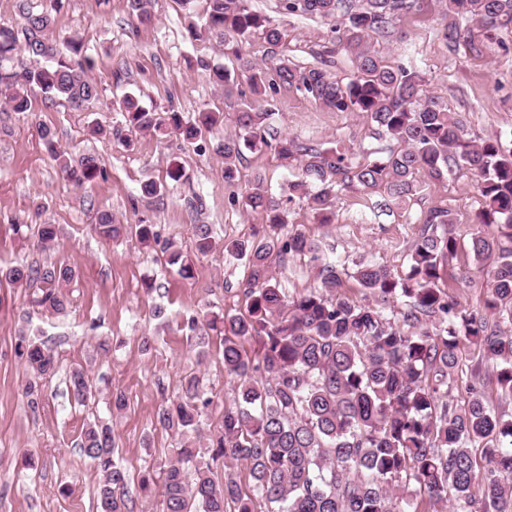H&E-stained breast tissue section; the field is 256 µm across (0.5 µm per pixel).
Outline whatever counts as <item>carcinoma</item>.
<instances>
[{"label":"carcinoma","instance_id":"1","mask_svg":"<svg viewBox=\"0 0 512 512\" xmlns=\"http://www.w3.org/2000/svg\"><path fill=\"white\" fill-rule=\"evenodd\" d=\"M205 22L189 21L190 36L199 40L216 33L243 42L261 31L270 65L252 67L250 90L259 99L280 88L294 87L325 108L360 112L373 130L397 147L364 162L353 163L337 148L323 150L283 138L265 137L271 113L251 103L238 112V132L215 144L224 157V182L239 180L243 150L272 146L285 160L299 161L288 183L287 202L307 198L320 224L334 223V200L347 189L367 196L381 194L394 206L415 195L420 184L437 186L460 172L475 178L482 201L469 253L474 269L487 278L483 309L469 310L443 281L444 260L458 250L451 210L436 207L416 229L408 271L361 261L356 268L331 261L305 235L288 230V212L262 176L245 185L243 206L265 217L262 230L246 240H232L224 251L245 262L244 314H215L206 326L219 332L224 372L236 383L238 401L224 408L221 431L209 439L212 461H224V479L212 477L196 448L201 408L211 398L196 376L186 379L178 400L163 407L157 421L182 437L179 455L160 472L163 512H418V499L431 506L453 495L458 512H512V417L490 408L472 389L459 406L449 394L459 368V338L477 350L474 370L492 365L498 384L512 393V149L498 137L473 140L463 123L440 98L431 95L421 71L392 67L367 46L371 33H388L393 21L419 8V0H282L290 13L321 18L341 17L339 44L354 56L347 80L333 79L323 68H295L277 62L284 34L248 0H206ZM150 0H129L140 25L154 22ZM63 0L21 4L22 23L0 25V95L14 112H28L30 92L75 110L100 99L90 76L95 61L80 37L58 41L55 16ZM451 21L442 37L450 46L467 43L475 21L485 28L512 27V0H445ZM27 63L11 66L17 53ZM214 83L229 87L235 76L218 64ZM131 132L175 135L198 153L206 135L223 124L224 114L202 110L187 120L169 112L161 120L125 94L120 100ZM51 159L65 180L76 186L106 177L93 154L73 155L58 147L55 131L39 128ZM104 240L133 236L144 245L160 246L167 263L185 279L192 264L179 245L161 239L156 225L139 221L118 224L100 212L93 225ZM194 247L205 255L215 247L212 228L197 224ZM308 258L317 284L288 296L274 275L273 263L287 256ZM75 277L63 264L0 267V283L35 287V303L54 314L66 313L65 288ZM353 279L366 302L343 291ZM399 303L401 320L387 313ZM412 327L407 332L404 327ZM255 342L256 355L245 347ZM17 355L31 371L25 387L30 408L39 405L40 381L56 373L52 349L21 337ZM74 397L91 398L86 371L75 367L68 378ZM80 448L99 473L96 488L100 512H131L125 494L128 475L115 460L112 428L90 425ZM486 465L478 467L474 449ZM249 474L242 487L237 470Z\"/></svg>","mask_w":512,"mask_h":512}]
</instances>
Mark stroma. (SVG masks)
Instances as JSON below:
<instances>
[{"instance_id":"1","label":"stroma","mask_w":512,"mask_h":512,"mask_svg":"<svg viewBox=\"0 0 512 512\" xmlns=\"http://www.w3.org/2000/svg\"><path fill=\"white\" fill-rule=\"evenodd\" d=\"M251 6L285 32L280 56L288 65H325L337 78L351 76L350 54L335 49L339 32L334 20L287 14L278 0H251ZM151 10L154 23L142 26L133 20L128 0H64L54 35L60 40L83 37L95 60L99 102L77 112L38 93L31 111L0 106V265L57 262L76 273L70 306L60 316L33 309L32 288L0 287V512H98L99 474L80 449L83 429L98 421L114 432L115 459L129 475L133 512H162L160 491L148 495L139 484L147 469L163 468L177 455V437L159 425V409L181 395L186 378L198 377L212 397L201 416L205 440L220 431L224 409L236 397L224 373L219 336L202 326L189 329L188 319L208 311H243L239 285L245 266L230 258L222 244L251 237L264 217L230 200L241 197L245 182L257 175L265 177L275 195L287 196L296 163L270 148L246 151L240 181L229 186L224 160L214 150L184 152L176 139L163 142L149 132L137 135L130 151L113 138L84 136V129L96 122L124 129L117 101L128 92L161 115L176 110L189 116L204 108L223 113V135L235 133L248 88L241 69L265 61L261 33L240 44L234 57L225 54L217 38L188 36L187 20L203 19L205 0L186 5L152 0ZM444 23L442 0H422L420 10L395 20L388 36L372 34L368 42L388 64L412 65L425 73L428 91L461 115L468 137L497 136L512 148V29L490 31L474 23L473 45L451 47L438 34ZM327 46L335 50L329 58L323 53ZM217 63L238 69V93L225 95L212 83L207 67ZM264 107L272 113L266 129L270 140L335 146L356 162L394 146L393 140L373 134L364 114L325 109L293 89L278 91ZM43 125L54 129L61 148L97 155L107 180L80 188L65 181L39 137ZM173 162L185 167V178L161 196L141 197V183L165 181ZM436 206L450 209L457 219L460 247L444 265L446 275L457 277L472 264L469 243L480 208L466 174L421 188L405 208L387 214L373 210L369 197L344 191L336 199V222L329 226L315 223L306 202L297 199L288 206V228L332 249L346 265L365 259L402 273L415 225ZM100 211L112 213L120 224L143 218L158 225L163 237L191 256L193 278H182L176 267L134 239L99 238L92 220ZM44 222L56 225L59 234L55 245L43 251L33 244L32 228ZM197 224L211 225L220 243L199 257L192 248ZM23 331L45 341L58 360L35 410L24 393L26 366L14 353ZM460 349L465 365L452 383L455 401H467L476 386L493 408L512 414V396L502 393L494 376L475 382L473 350L466 342ZM77 366L84 367L93 386V398L83 405L67 386V375ZM119 394L125 405L118 409L113 400Z\"/></svg>"}]
</instances>
